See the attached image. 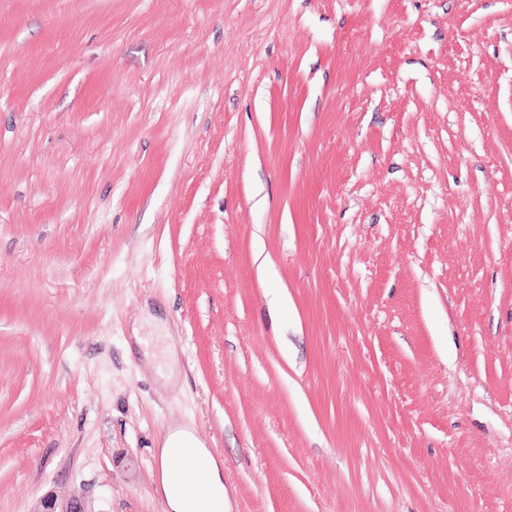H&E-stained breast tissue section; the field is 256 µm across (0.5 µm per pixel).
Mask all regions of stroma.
Listing matches in <instances>:
<instances>
[{
  "instance_id": "1",
  "label": "stroma",
  "mask_w": 512,
  "mask_h": 512,
  "mask_svg": "<svg viewBox=\"0 0 512 512\" xmlns=\"http://www.w3.org/2000/svg\"><path fill=\"white\" fill-rule=\"evenodd\" d=\"M177 423L229 512H512V0H0V512H165Z\"/></svg>"
}]
</instances>
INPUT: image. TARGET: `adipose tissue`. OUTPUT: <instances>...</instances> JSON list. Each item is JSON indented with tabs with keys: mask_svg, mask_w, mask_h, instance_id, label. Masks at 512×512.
<instances>
[{
	"mask_svg": "<svg viewBox=\"0 0 512 512\" xmlns=\"http://www.w3.org/2000/svg\"><path fill=\"white\" fill-rule=\"evenodd\" d=\"M186 444L196 448L194 459L188 465L175 456L177 448ZM157 454L161 465L159 491L166 503L167 512H193L192 502L185 491V475L191 467L199 469L206 477L211 512H227L229 505L224 488L223 466L208 448L199 444L193 432L182 428L171 432Z\"/></svg>",
	"mask_w": 512,
	"mask_h": 512,
	"instance_id": "adipose-tissue-1",
	"label": "adipose tissue"
}]
</instances>
